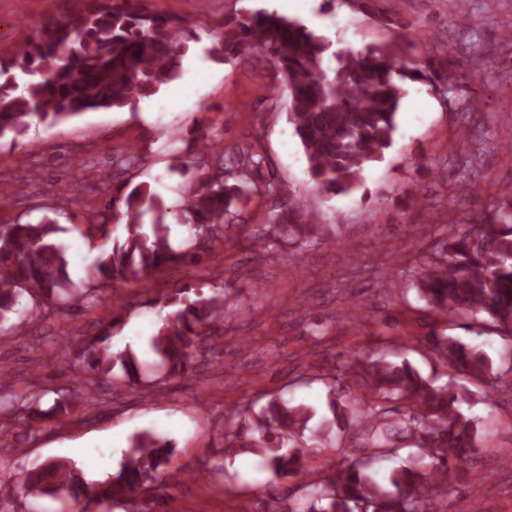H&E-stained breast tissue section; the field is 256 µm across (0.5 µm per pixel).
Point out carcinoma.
Listing matches in <instances>:
<instances>
[{"label": "carcinoma", "mask_w": 512, "mask_h": 512, "mask_svg": "<svg viewBox=\"0 0 512 512\" xmlns=\"http://www.w3.org/2000/svg\"><path fill=\"white\" fill-rule=\"evenodd\" d=\"M209 50L216 61L245 58L271 66L289 91L287 122L303 149L309 176L323 196L348 195L368 166L384 159L398 128L404 82L453 84L464 78L460 62L436 69L429 59L410 62L396 43L370 44L352 52L337 49L298 19L258 9L217 23ZM199 36L182 20L151 12L145 0H52L38 25L8 58L0 56V139L24 135L32 125L52 127L85 112L133 111L138 103L181 78L183 60ZM210 155L208 172L190 180L183 209L174 213L188 227L184 247L174 246L169 211L145 183L121 186L107 202L102 221L74 229L95 244L84 288L73 286L64 249L57 242L65 228L53 221L0 224V342L19 341L46 313L65 314L73 304L108 302L110 319L79 343L73 369L84 386L66 393L28 387L0 399V447H11L18 425L35 428L40 419L68 411L67 396L86 404L98 398L86 387L101 385L114 396L118 387L161 382L188 375L210 350L208 340L224 325V294L190 299V285L160 298L169 309L149 340L155 367L141 371L131 347L116 348L113 338L127 316L118 285L148 283L161 269L196 263L213 241L246 242L255 252L267 247L263 235L238 222L234 203L253 189L264 157L249 143L233 155L206 136L187 140L186 157L173 170L187 176L192 155ZM151 216V223L144 222ZM268 238L298 250L329 240L326 226L300 206L281 205L268 224ZM416 290L439 314L466 313L512 336V203L466 231H448L441 251L422 262ZM27 296L31 306L20 308ZM432 355L451 373L466 375L497 391L512 363L494 366L483 350L432 331L425 336ZM356 387L349 394L331 388L326 416L301 402L270 398L254 417L224 420V441L204 466L218 474L227 458L241 451L261 457L277 478H295L304 495L289 512H429L431 491L448 490L461 465L477 448L475 422L461 410L472 391L454 379L444 384L423 377L410 362L356 358L341 369ZM54 393V407L39 411ZM351 437L352 460L344 468L308 479L303 444L326 448L336 436ZM173 444L150 431L133 436L119 469L94 482L76 463L50 460L21 471L16 486L33 499L49 498L57 512H97L104 504L121 512H151L156 482L182 473L170 469ZM407 453L404 463L382 479L374 465Z\"/></svg>", "instance_id": "cac0c4a2"}]
</instances>
